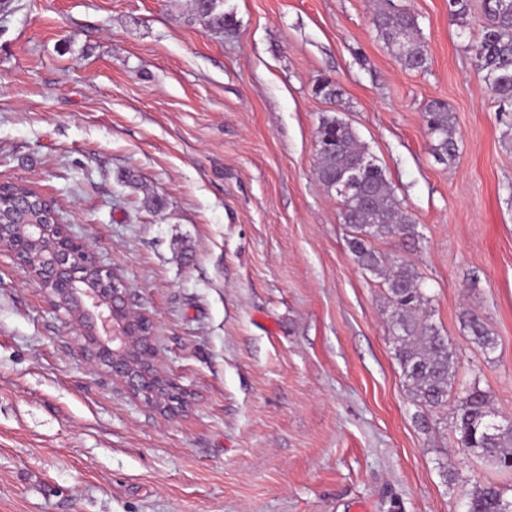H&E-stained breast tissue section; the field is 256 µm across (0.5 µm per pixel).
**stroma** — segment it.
Returning <instances> with one entry per match:
<instances>
[{"label": "stroma", "instance_id": "1", "mask_svg": "<svg viewBox=\"0 0 512 512\" xmlns=\"http://www.w3.org/2000/svg\"><path fill=\"white\" fill-rule=\"evenodd\" d=\"M406 3L422 70L378 38L371 0H221V29L193 0H0V181L53 197L193 394L177 417L130 397L0 252V512H465L490 482L512 496V473L406 392L385 286L316 174L322 119L351 125L418 226L378 247L421 273L454 394L479 385L512 415V113L476 69L477 17ZM326 78L338 101L316 94ZM433 99L456 116L445 163ZM471 307L492 356L460 326ZM424 118L429 134L435 144L433 153L439 161L450 160L455 156V116L448 105L441 100H430L424 109Z\"/></svg>", "mask_w": 512, "mask_h": 512}]
</instances>
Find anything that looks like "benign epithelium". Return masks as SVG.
I'll return each instance as SVG.
<instances>
[{
    "instance_id": "obj_1",
    "label": "benign epithelium",
    "mask_w": 512,
    "mask_h": 512,
    "mask_svg": "<svg viewBox=\"0 0 512 512\" xmlns=\"http://www.w3.org/2000/svg\"><path fill=\"white\" fill-rule=\"evenodd\" d=\"M15 192L11 210L0 208V249L14 254L20 265L40 283L45 298L56 311L64 312L79 330V350L84 357L104 368L138 401L146 394L157 397L153 408L168 416H177L192 403V393L171 380L157 365L154 344V320L144 312L133 310L128 289L113 269L100 263L94 251L75 238L67 225L58 224L60 233L50 242L55 249L51 263L36 270L30 266L23 248L26 243L41 239L46 225H29V235L14 236L13 219L26 215L38 202L53 210V201L36 193ZM94 272L103 288L77 289L75 285L85 270Z\"/></svg>"
}]
</instances>
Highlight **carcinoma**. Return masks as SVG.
I'll list each match as a JSON object with an SVG mask.
<instances>
[{
	"label": "carcinoma",
	"mask_w": 512,
	"mask_h": 512,
	"mask_svg": "<svg viewBox=\"0 0 512 512\" xmlns=\"http://www.w3.org/2000/svg\"><path fill=\"white\" fill-rule=\"evenodd\" d=\"M219 0H194L197 16L224 25ZM481 37L471 45L482 79L501 106L512 108V0H481ZM372 24L387 45L396 49L408 69L421 70L428 62L425 42L418 36L417 17L399 0H376ZM433 153L440 160L455 156V116L440 100L424 109ZM319 145L317 176L321 184L341 197L344 223L351 229L349 248L364 270L383 278L391 314L389 332L411 398L435 414L448 408V396L456 379L455 352L448 337L426 313L428 298L421 276L408 260L381 253L374 242L400 238L415 242L417 225L402 208L382 169L360 144L347 123L326 119L316 132ZM462 329L485 355L494 353L496 339L483 315L466 309L460 315ZM454 429L461 447L505 471L512 461V429H495L497 419L491 396L477 384L465 388L454 409ZM509 500L496 484L476 488L468 497L466 512H504Z\"/></svg>",
	"instance_id": "cac0c4a2"
}]
</instances>
